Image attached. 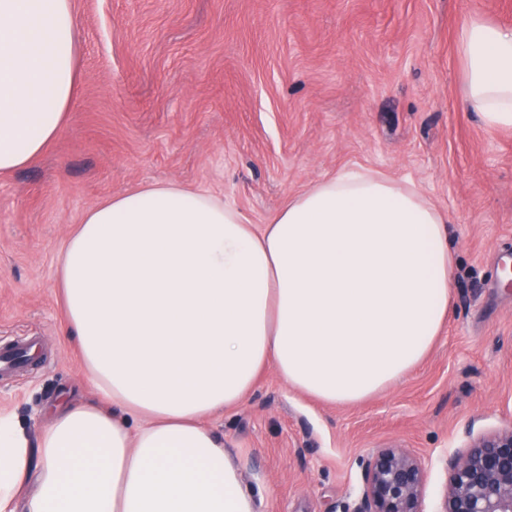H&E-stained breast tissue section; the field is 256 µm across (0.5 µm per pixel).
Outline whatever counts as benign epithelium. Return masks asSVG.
<instances>
[{
	"instance_id": "1",
	"label": "benign epithelium",
	"mask_w": 512,
	"mask_h": 512,
	"mask_svg": "<svg viewBox=\"0 0 512 512\" xmlns=\"http://www.w3.org/2000/svg\"><path fill=\"white\" fill-rule=\"evenodd\" d=\"M441 512H512V429L482 436L448 457ZM425 466L402 448L376 450L351 512H423Z\"/></svg>"
}]
</instances>
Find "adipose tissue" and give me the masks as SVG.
Returning a JSON list of instances; mask_svg holds the SVG:
<instances>
[{
    "instance_id": "1",
    "label": "adipose tissue",
    "mask_w": 512,
    "mask_h": 512,
    "mask_svg": "<svg viewBox=\"0 0 512 512\" xmlns=\"http://www.w3.org/2000/svg\"><path fill=\"white\" fill-rule=\"evenodd\" d=\"M71 0H0V174L61 133L78 89ZM462 102L512 129V28L458 34ZM446 220L412 182L344 168L262 230L214 194L152 183L88 208L59 284L91 398L38 436L0 415V512H257L204 419L274 366L328 404L369 400L451 311Z\"/></svg>"
}]
</instances>
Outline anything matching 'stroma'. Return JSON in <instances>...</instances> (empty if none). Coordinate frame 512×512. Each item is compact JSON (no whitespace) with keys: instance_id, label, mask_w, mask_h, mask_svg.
<instances>
[{"instance_id":"1","label":"stroma","mask_w":512,"mask_h":512,"mask_svg":"<svg viewBox=\"0 0 512 512\" xmlns=\"http://www.w3.org/2000/svg\"><path fill=\"white\" fill-rule=\"evenodd\" d=\"M77 97L32 165L0 175V346L36 358L0 377V411L30 431L59 394L89 397L64 329L58 258L94 204L175 182L263 227L288 197L345 167L411 180L448 215V322L388 391L331 405L266 369L205 419L259 512H352L379 448L426 469L437 512L446 462L512 428V129L461 105L458 31L512 27V0H72Z\"/></svg>"}]
</instances>
